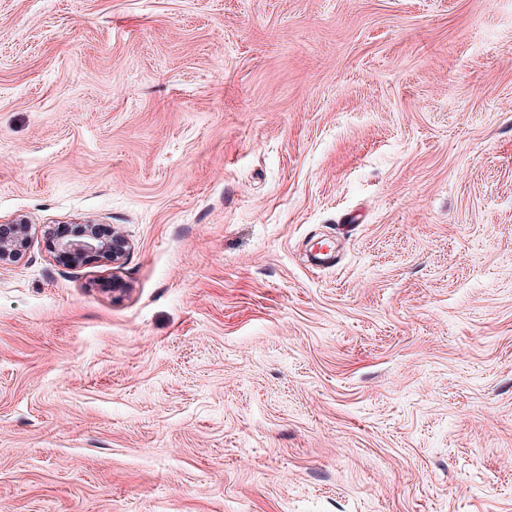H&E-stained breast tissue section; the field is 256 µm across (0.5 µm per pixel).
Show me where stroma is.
I'll return each mask as SVG.
<instances>
[{"label": "stroma", "mask_w": 512, "mask_h": 512, "mask_svg": "<svg viewBox=\"0 0 512 512\" xmlns=\"http://www.w3.org/2000/svg\"><path fill=\"white\" fill-rule=\"evenodd\" d=\"M20 214L0 512H512V0H0ZM99 225L90 222L74 224L67 234L44 230V236L51 242L54 261L66 268L83 264L112 263L119 265L129 250V242L123 234L112 232V240L100 236Z\"/></svg>", "instance_id": "obj_1"}]
</instances>
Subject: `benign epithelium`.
<instances>
[{
	"instance_id": "1",
	"label": "benign epithelium",
	"mask_w": 512,
	"mask_h": 512,
	"mask_svg": "<svg viewBox=\"0 0 512 512\" xmlns=\"http://www.w3.org/2000/svg\"><path fill=\"white\" fill-rule=\"evenodd\" d=\"M11 234L0 236V267L19 257L30 247L39 227L25 217H18L10 224ZM99 225L90 222L74 224L67 234L54 232L52 228L44 230V236L51 242L54 261L66 268H76L83 264L112 263L119 265L129 250V242L119 232L112 233L106 239L98 232Z\"/></svg>"
}]
</instances>
